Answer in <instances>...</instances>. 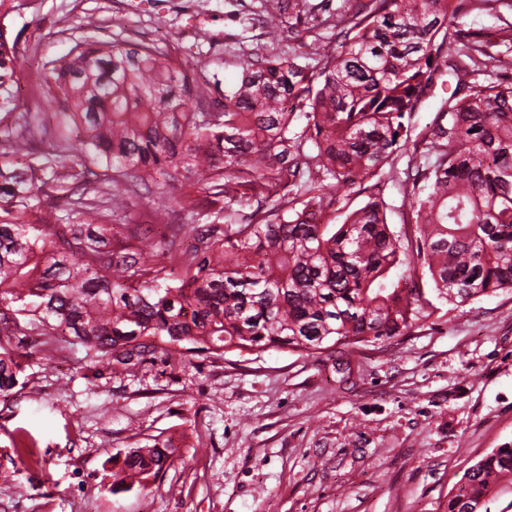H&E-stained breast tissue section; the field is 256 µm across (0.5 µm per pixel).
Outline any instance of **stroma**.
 Segmentation results:
<instances>
[{"label": "stroma", "instance_id": "stroma-1", "mask_svg": "<svg viewBox=\"0 0 512 512\" xmlns=\"http://www.w3.org/2000/svg\"><path fill=\"white\" fill-rule=\"evenodd\" d=\"M0 0L4 34L27 67L14 87L20 113L45 108L24 167L50 150L56 103H44L39 73L75 42L126 40L151 47L185 70L204 106L224 101L241 63L339 44L324 23L302 40H269L264 0ZM94 16L96 27L86 25ZM467 21L487 33L491 55L512 59V11L486 0ZM409 157L386 168L387 222L405 247ZM207 174L154 177L130 192L136 245L166 248L170 227L214 221ZM437 312L411 334L378 348L335 353L270 349L206 352L181 360L155 353L132 371L96 372L78 348L36 347L13 337L25 359L19 388L0 396V512H444L463 473L493 449L512 446V291L455 308L425 283ZM33 444L27 464L15 445ZM168 445L165 471L146 485L111 491L113 464L133 448Z\"/></svg>", "mask_w": 512, "mask_h": 512}]
</instances>
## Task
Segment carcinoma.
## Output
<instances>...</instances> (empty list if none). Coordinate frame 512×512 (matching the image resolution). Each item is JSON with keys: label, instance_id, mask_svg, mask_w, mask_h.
<instances>
[{"label": "carcinoma", "instance_id": "1", "mask_svg": "<svg viewBox=\"0 0 512 512\" xmlns=\"http://www.w3.org/2000/svg\"><path fill=\"white\" fill-rule=\"evenodd\" d=\"M315 7L266 11L270 33ZM455 0H367L340 6L339 47L318 64L301 55L241 63L224 85V113L201 111L202 93L168 58L130 42H79L69 61L44 66L48 93L70 103L37 178L6 158L26 156L33 132L4 125L26 59L0 53V394L18 383L14 336H67L92 363L129 368L168 357L235 349L318 353L383 344L432 316L422 276L460 306L512 291V78L472 79L487 42ZM450 90L413 134L411 117L436 75ZM413 148L423 158L406 188L408 257L374 193L383 168ZM113 171L112 191L65 211L38 206ZM203 169L210 190L236 204L237 223H188L179 252L135 248L112 232L126 202L118 184ZM368 193L344 213L337 194ZM168 448H134L113 483H142L170 465ZM512 476V447L464 472L445 512H465Z\"/></svg>", "mask_w": 512, "mask_h": 512}]
</instances>
